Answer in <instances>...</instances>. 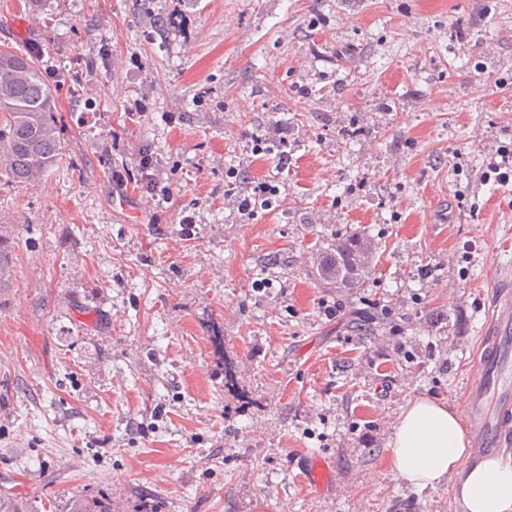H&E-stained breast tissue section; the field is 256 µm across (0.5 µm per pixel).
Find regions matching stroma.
<instances>
[{
  "mask_svg": "<svg viewBox=\"0 0 512 512\" xmlns=\"http://www.w3.org/2000/svg\"><path fill=\"white\" fill-rule=\"evenodd\" d=\"M7 48L47 72L63 157L0 169V499L457 512L388 443L409 400L460 409L512 268V183L487 175L512 151V0H0ZM264 183L275 206L243 212ZM338 234L375 244L359 287L313 275ZM12 230L0 225V293L8 286L12 258Z\"/></svg>",
  "mask_w": 512,
  "mask_h": 512,
  "instance_id": "1",
  "label": "stroma"
}]
</instances>
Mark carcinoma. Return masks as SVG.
Wrapping results in <instances>:
<instances>
[{
  "label": "carcinoma",
  "instance_id": "carcinoma-1",
  "mask_svg": "<svg viewBox=\"0 0 512 512\" xmlns=\"http://www.w3.org/2000/svg\"><path fill=\"white\" fill-rule=\"evenodd\" d=\"M55 111L53 91L33 58L0 50V164L10 181L34 183L59 166ZM12 240L0 225V292L9 283ZM372 254L371 239L338 237L318 261L316 275L335 288H356L368 278Z\"/></svg>",
  "mask_w": 512,
  "mask_h": 512
}]
</instances>
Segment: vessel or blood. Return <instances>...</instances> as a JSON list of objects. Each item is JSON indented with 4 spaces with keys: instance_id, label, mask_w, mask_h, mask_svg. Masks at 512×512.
<instances>
[{
    "instance_id": "obj_1",
    "label": "vessel or blood",
    "mask_w": 512,
    "mask_h": 512,
    "mask_svg": "<svg viewBox=\"0 0 512 512\" xmlns=\"http://www.w3.org/2000/svg\"><path fill=\"white\" fill-rule=\"evenodd\" d=\"M464 405L475 438L471 463L501 452L512 434V288L495 293L485 327L476 375Z\"/></svg>"
}]
</instances>
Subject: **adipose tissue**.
<instances>
[{"instance_id": "1", "label": "adipose tissue", "mask_w": 512, "mask_h": 512, "mask_svg": "<svg viewBox=\"0 0 512 512\" xmlns=\"http://www.w3.org/2000/svg\"><path fill=\"white\" fill-rule=\"evenodd\" d=\"M471 437L459 411L417 398L399 415L389 444L391 468L412 485L455 478L460 512H512V455L466 467Z\"/></svg>"}]
</instances>
